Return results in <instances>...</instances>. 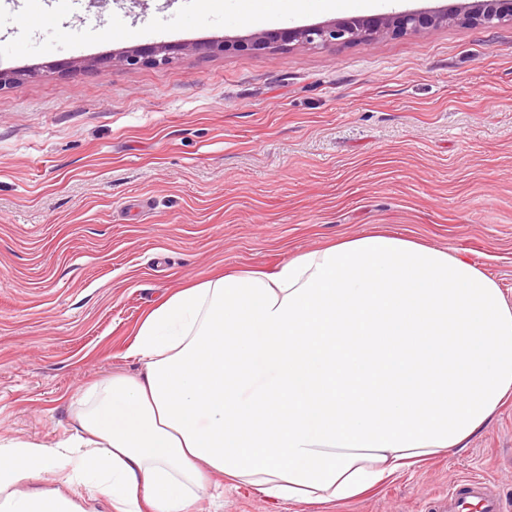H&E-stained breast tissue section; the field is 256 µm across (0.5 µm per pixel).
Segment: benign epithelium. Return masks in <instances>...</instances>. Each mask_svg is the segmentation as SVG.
<instances>
[{"instance_id": "benign-epithelium-1", "label": "benign epithelium", "mask_w": 512, "mask_h": 512, "mask_svg": "<svg viewBox=\"0 0 512 512\" xmlns=\"http://www.w3.org/2000/svg\"><path fill=\"white\" fill-rule=\"evenodd\" d=\"M449 24L483 28L511 26L512 0H461L451 10L433 14L405 11L341 18L315 26L256 32L244 42L211 44L204 49L188 44L136 46L124 52L121 62L127 66L164 65L183 54L229 50L270 53L287 44L316 49L366 43L385 36L400 37Z\"/></svg>"}]
</instances>
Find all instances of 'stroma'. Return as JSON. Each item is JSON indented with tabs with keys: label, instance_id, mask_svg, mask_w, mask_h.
Instances as JSON below:
<instances>
[{
	"label": "stroma",
	"instance_id": "1",
	"mask_svg": "<svg viewBox=\"0 0 512 512\" xmlns=\"http://www.w3.org/2000/svg\"><path fill=\"white\" fill-rule=\"evenodd\" d=\"M254 3L84 0L31 27L0 0L1 442L68 437L88 388L141 373L126 349L176 290L374 228L464 256L512 299V27L203 53L262 31ZM366 14L306 0L268 27ZM164 42L199 50L120 61ZM473 474L512 505V402L343 504L198 495L202 512H429ZM198 46L188 44H160L152 46H136L124 52L121 62L127 66L144 64L164 65L178 58L179 55L198 52Z\"/></svg>",
	"mask_w": 512,
	"mask_h": 512
}]
</instances>
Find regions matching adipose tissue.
Returning a JSON list of instances; mask_svg holds the SVG:
<instances>
[{
	"label": "adipose tissue",
	"instance_id": "1",
	"mask_svg": "<svg viewBox=\"0 0 512 512\" xmlns=\"http://www.w3.org/2000/svg\"><path fill=\"white\" fill-rule=\"evenodd\" d=\"M141 376L95 384L78 431L0 443V512H196L220 475L345 503L466 443L512 400V301L461 255L366 232L183 288L140 324ZM67 492L74 498L75 502L79 504L85 512H109L110 505L106 498L96 492L89 491L84 487H76L74 491Z\"/></svg>",
	"mask_w": 512,
	"mask_h": 512
}]
</instances>
